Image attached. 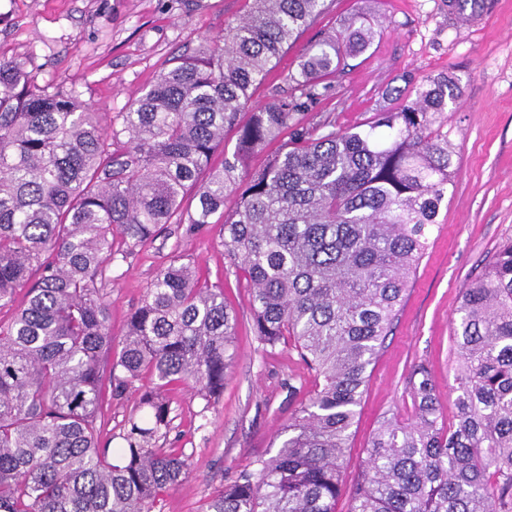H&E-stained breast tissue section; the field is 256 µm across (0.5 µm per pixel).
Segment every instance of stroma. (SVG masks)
<instances>
[{
	"label": "stroma",
	"instance_id": "stroma-1",
	"mask_svg": "<svg viewBox=\"0 0 512 512\" xmlns=\"http://www.w3.org/2000/svg\"><path fill=\"white\" fill-rule=\"evenodd\" d=\"M487 2L486 20L472 27L449 15L448 0H327L251 101L256 108L298 96L290 76L303 49L321 33L340 30L355 11L383 17L384 27L368 51L346 59L327 78L303 121H326L340 132L396 106L395 91L412 92L430 77L450 74L463 86L447 112L455 145L453 188L370 369L350 438L351 479L381 420L410 421L413 363L427 364L440 404L455 420L451 323L460 290L512 236V0ZM245 10V0H0V58L23 62L42 87L60 83L74 90L106 127L177 58L223 36ZM220 241L216 224L192 239L177 225H165L152 243L113 263L106 286L112 334L118 337L157 270L179 250L192 254L203 279L223 284L237 316L235 357L218 401L204 406L183 384L171 392L167 444L186 450L191 472L170 491L165 512H200L222 484L275 454L276 435L319 385L293 339L273 349L258 343L249 290Z\"/></svg>",
	"mask_w": 512,
	"mask_h": 512
}]
</instances>
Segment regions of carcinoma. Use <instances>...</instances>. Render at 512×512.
<instances>
[{"mask_svg":"<svg viewBox=\"0 0 512 512\" xmlns=\"http://www.w3.org/2000/svg\"><path fill=\"white\" fill-rule=\"evenodd\" d=\"M224 37L205 40L115 116L24 64L0 59V512H164L190 455L166 447L169 387L224 392L237 318L224 287L183 253L158 270L112 356L104 287L117 256L177 224L223 228L224 256L251 291L257 340L293 338L322 378L279 433V449L218 489L201 512H512V238L460 291L453 326L457 423L443 422L428 367L408 376L416 408L384 420L350 486L349 439L368 368L448 200V103L459 87L427 79L367 127L325 133L294 117L324 79L363 54L380 23L351 14L305 49L300 91L238 121L253 89L326 0H245ZM232 130L236 147L208 167ZM266 165L237 174L279 141ZM234 209L224 212L228 196ZM194 209L182 211L187 196ZM140 389L122 434L99 443L106 398Z\"/></svg>","mask_w":512,"mask_h":512,"instance_id":"carcinoma-1","label":"carcinoma"}]
</instances>
